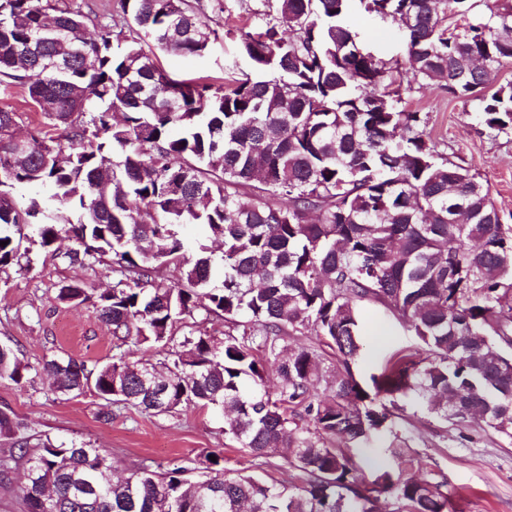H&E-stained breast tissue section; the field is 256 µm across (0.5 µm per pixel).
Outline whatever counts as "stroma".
Masks as SVG:
<instances>
[{
	"instance_id": "35a3bbf8",
	"label": "stroma",
	"mask_w": 512,
	"mask_h": 512,
	"mask_svg": "<svg viewBox=\"0 0 512 512\" xmlns=\"http://www.w3.org/2000/svg\"><path fill=\"white\" fill-rule=\"evenodd\" d=\"M199 16L212 28L223 29L263 8L264 0H191ZM351 24L377 55L394 68L407 109L429 115L426 135L449 162L478 174L490 189V197L504 226L512 227V133L497 134L483 128L479 102L453 98L435 82L414 84L396 23L383 21L355 6ZM160 65L176 77L200 75L243 79L250 66L239 60L231 39L214 43L201 57L160 53ZM72 243L63 239L53 248L31 245V270L0 272V344L19 349L31 365L51 357H73L86 364L110 362L112 334L91 305L72 307L58 298L60 288L83 283L96 290L111 288L112 262L92 266L70 262ZM368 334L365 348L353 367L358 381L368 382L392 354L415 352L421 343L405 325L382 307L362 308ZM402 409L369 442L353 443L356 454L366 455L375 466H388L405 475L448 485L452 504L448 512H512V438L485 428L479 422L456 425L430 414L417 395L400 401ZM15 417L37 437L84 443L111 452L114 471L129 475L136 468H187L190 479L203 478L205 456L222 450L227 475L261 469L277 480L290 478L283 458H255L237 448L224 434L222 411L187 407L172 415H150L127 407H112L95 389L68 398L57 395L48 380L18 386L0 381V408ZM394 448L415 455L413 466L391 456ZM11 441L0 436V460L9 468L0 473V512H25L21 497L24 465L10 459Z\"/></svg>"
}]
</instances>
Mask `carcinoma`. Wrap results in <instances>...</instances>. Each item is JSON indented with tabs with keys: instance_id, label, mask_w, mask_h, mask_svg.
Here are the masks:
<instances>
[{
	"instance_id": "1",
	"label": "carcinoma",
	"mask_w": 512,
	"mask_h": 512,
	"mask_svg": "<svg viewBox=\"0 0 512 512\" xmlns=\"http://www.w3.org/2000/svg\"><path fill=\"white\" fill-rule=\"evenodd\" d=\"M353 0H271L260 23L227 29L254 77L173 78L154 50L203 56L218 32L188 0H119L104 21L60 0H0V85H19L48 122L18 151L22 113L0 108V269L31 270L40 246L74 241L73 257L112 260V291L71 284L60 301L91 304L110 327L112 362L34 366L0 345V380L54 391L93 383L116 406L148 414L188 405L224 411V434L255 457L287 453L301 484L224 472L205 459L192 482L174 465L112 481V456L46 439L0 410V435L24 461L26 512H448L447 483L384 470L367 482L336 440L366 439L396 399L422 397L445 421L479 420L512 437V228L489 187L426 138L429 116L398 106L386 63L350 24ZM399 23L417 83L480 101L483 126L512 130V0L463 28L466 0H369ZM189 224L203 227L195 238ZM223 244L215 260L210 243ZM179 272L165 283L160 272ZM221 287H213L215 274ZM406 325L423 353L398 352L362 385L352 362L365 336L360 306ZM202 310L224 338L179 325ZM312 331L336 355L318 391L322 351L283 353ZM130 343L171 346L163 368L129 362ZM279 362L280 384L267 386ZM128 392L112 394L114 382Z\"/></svg>"
}]
</instances>
